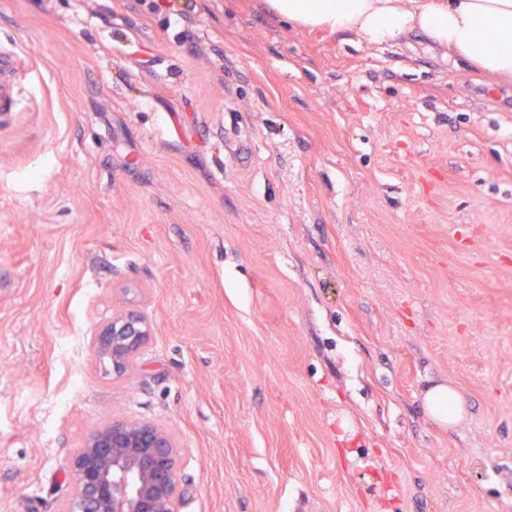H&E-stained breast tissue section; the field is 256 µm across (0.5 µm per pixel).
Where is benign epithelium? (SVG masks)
<instances>
[{
    "label": "benign epithelium",
    "mask_w": 512,
    "mask_h": 512,
    "mask_svg": "<svg viewBox=\"0 0 512 512\" xmlns=\"http://www.w3.org/2000/svg\"><path fill=\"white\" fill-rule=\"evenodd\" d=\"M152 336L148 317L119 309L99 323L89 347L123 377ZM184 448L168 428L114 419L74 449L65 472L69 493L61 512H179L185 489L179 479Z\"/></svg>",
    "instance_id": "benign-epithelium-1"
}]
</instances>
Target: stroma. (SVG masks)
<instances>
[{
    "mask_svg": "<svg viewBox=\"0 0 512 512\" xmlns=\"http://www.w3.org/2000/svg\"><path fill=\"white\" fill-rule=\"evenodd\" d=\"M184 4L0 0V512H58L115 418L175 433L180 512H512V85ZM152 336L148 317L139 310L118 309L99 323L89 337V347L112 367V375L123 377L133 368L138 353ZM424 406L429 417L442 427L453 425L463 418L458 391L444 383L434 384L426 390Z\"/></svg>",
    "mask_w": 512,
    "mask_h": 512,
    "instance_id": "1",
    "label": "stroma"
}]
</instances>
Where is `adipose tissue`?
<instances>
[{
  "instance_id": "obj_1",
  "label": "adipose tissue",
  "mask_w": 512,
  "mask_h": 512,
  "mask_svg": "<svg viewBox=\"0 0 512 512\" xmlns=\"http://www.w3.org/2000/svg\"><path fill=\"white\" fill-rule=\"evenodd\" d=\"M293 25L384 44L417 34L455 65L512 83V0H266ZM429 417L447 427L463 417L458 391L440 383L424 394Z\"/></svg>"
}]
</instances>
